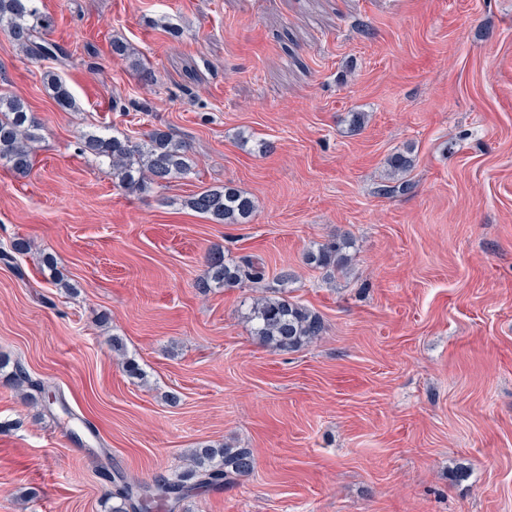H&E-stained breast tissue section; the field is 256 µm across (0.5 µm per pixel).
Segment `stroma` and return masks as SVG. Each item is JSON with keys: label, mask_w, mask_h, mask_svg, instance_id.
Masks as SVG:
<instances>
[{"label": "stroma", "mask_w": 512, "mask_h": 512, "mask_svg": "<svg viewBox=\"0 0 512 512\" xmlns=\"http://www.w3.org/2000/svg\"><path fill=\"white\" fill-rule=\"evenodd\" d=\"M38 7L64 62L0 30V93L45 127L28 174L0 164V251L31 245L0 259V360L53 402L0 373V512H110L114 474L151 484L222 444L253 473L176 512H512V0ZM154 127L188 142L189 177L128 193L76 148ZM397 152L414 188L380 195ZM224 184L253 198L250 223L186 207ZM336 237L352 261L330 281L304 256ZM215 249L256 258L263 284L198 288ZM266 287L322 336L261 345L245 313ZM112 52L124 60H128L129 67L134 71L138 78L147 85H154L157 81L154 72L147 67L139 57L136 49L122 41L112 42ZM44 79L46 80L48 87L52 90L53 99L63 109H74L76 103L73 95L69 91V88L62 80V78L52 71L45 72Z\"/></svg>", "instance_id": "stroma-1"}]
</instances>
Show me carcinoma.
I'll list each match as a JSON object with an SVG mask.
<instances>
[{"instance_id": "cac0c4a2", "label": "carcinoma", "mask_w": 512, "mask_h": 512, "mask_svg": "<svg viewBox=\"0 0 512 512\" xmlns=\"http://www.w3.org/2000/svg\"><path fill=\"white\" fill-rule=\"evenodd\" d=\"M36 0H0V28L27 58L33 61L49 59L65 51L37 37L38 29L48 20L35 6ZM112 52L129 62V67L147 85L156 83L154 72L139 57L136 49L122 41L112 42ZM53 99L63 109H74L76 103L62 78L52 71L44 74ZM43 124L18 97L0 95V161L15 172L25 175L34 166V144L41 139ZM79 152L92 155L107 168L118 187L129 193L141 192L152 185L162 186L173 179L186 178L192 173L189 145L169 129L154 127L135 138L125 132H84L77 140ZM411 159L397 153L389 160L387 180L380 186L384 195L408 192L413 185L406 179ZM186 205L218 224H246L255 211L254 200L244 192L220 186L192 195ZM352 247L347 238L321 244L305 255L306 263L326 270L332 276L347 269ZM265 271L252 258L227 264L224 256L215 252L207 262L198 286L232 288L249 282L259 284ZM246 319L251 334L263 345L274 350L295 351L321 336L324 323L319 314L285 296L263 294L254 298ZM12 383L22 389L27 400L44 386L30 379L20 367L10 373ZM255 468V458L247 448H194L186 456L185 468L173 480H163L150 488L134 485L125 478L113 484L112 512H139L143 504L157 500L169 503L170 509L192 492L221 487L235 477L247 476Z\"/></svg>"}]
</instances>
